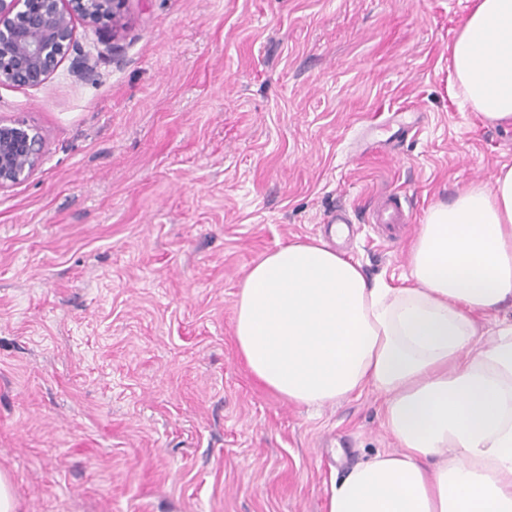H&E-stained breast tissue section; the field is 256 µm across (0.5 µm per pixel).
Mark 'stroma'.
I'll use <instances>...</instances> for the list:
<instances>
[{
	"label": "stroma",
	"mask_w": 512,
	"mask_h": 512,
	"mask_svg": "<svg viewBox=\"0 0 512 512\" xmlns=\"http://www.w3.org/2000/svg\"><path fill=\"white\" fill-rule=\"evenodd\" d=\"M468 0H128L75 22L0 118L45 141L0 191V471L21 512H328L332 482L398 443L385 399L317 408L249 373V268L323 238L398 284L433 204L491 184L512 129L460 107ZM400 198L410 222L375 223Z\"/></svg>",
	"instance_id": "35a3bbf8"
}]
</instances>
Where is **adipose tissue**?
I'll return each mask as SVG.
<instances>
[{
    "mask_svg": "<svg viewBox=\"0 0 512 512\" xmlns=\"http://www.w3.org/2000/svg\"><path fill=\"white\" fill-rule=\"evenodd\" d=\"M451 47L462 106L512 125V0H469ZM402 286L323 240L268 253L244 278L235 341L252 375L301 406L370 390L399 443L332 484L328 512H512V166L433 204Z\"/></svg>",
    "mask_w": 512,
    "mask_h": 512,
    "instance_id": "ef3b65f1",
    "label": "adipose tissue"
}]
</instances>
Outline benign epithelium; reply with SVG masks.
I'll use <instances>...</instances> for the list:
<instances>
[{"label":"benign epithelium","instance_id":"7a95c632","mask_svg":"<svg viewBox=\"0 0 512 512\" xmlns=\"http://www.w3.org/2000/svg\"><path fill=\"white\" fill-rule=\"evenodd\" d=\"M127 0H0V86L38 87L74 47V20L118 23ZM45 142L20 120L0 119V190L28 179Z\"/></svg>","mask_w":512,"mask_h":512}]
</instances>
